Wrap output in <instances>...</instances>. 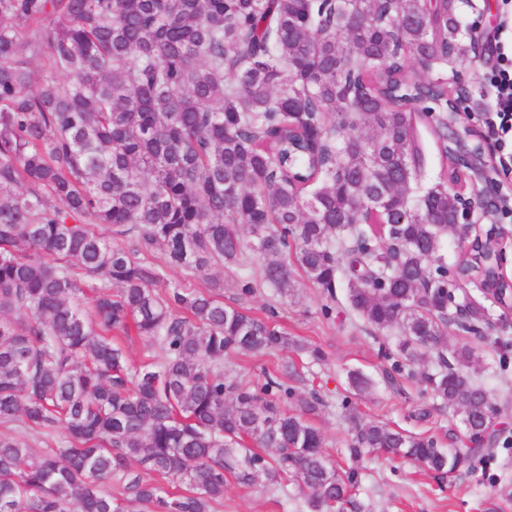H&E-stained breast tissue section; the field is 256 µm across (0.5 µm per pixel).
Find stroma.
<instances>
[{"instance_id": "obj_1", "label": "stroma", "mask_w": 512, "mask_h": 512, "mask_svg": "<svg viewBox=\"0 0 512 512\" xmlns=\"http://www.w3.org/2000/svg\"><path fill=\"white\" fill-rule=\"evenodd\" d=\"M477 4L490 15L481 28V41L489 52L481 62L462 66L461 72L471 90L472 124L482 132L495 98L490 79L500 68L502 56L512 57V0H477ZM244 271L236 266L211 268L209 277L224 282L225 305L262 317L272 316L291 338L322 348L328 362L313 365L306 355L289 350L254 358L230 356L224 360L227 374L249 380L262 370L295 363L302 375L296 384L298 392L304 395L315 389L332 401L314 424L324 435L327 452L339 461L344 458L352 425L338 402L347 388V373L353 369L362 370L375 384L372 394L354 400L361 418L432 434L440 437L442 444L460 446L459 418L433 400L425 379L426 373L433 370L432 364L422 365L423 375L417 379L394 370L391 361L382 355V345L389 342V335L366 327L341 307L332 318H324L321 308L327 302L326 296L302 272L294 274L295 291L290 298L277 297L265 287L254 296L240 298L236 288ZM361 469L364 480L360 500L367 512H512V501L500 499L493 487L490 476L497 471L493 463L474 461L447 481L413 465L382 458L364 461ZM301 505L296 490L274 491L260 485L248 489L230 477L219 512H302Z\"/></svg>"}]
</instances>
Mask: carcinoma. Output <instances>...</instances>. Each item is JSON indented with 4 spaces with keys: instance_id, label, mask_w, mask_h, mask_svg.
Listing matches in <instances>:
<instances>
[{
    "instance_id": "carcinoma-1",
    "label": "carcinoma",
    "mask_w": 512,
    "mask_h": 512,
    "mask_svg": "<svg viewBox=\"0 0 512 512\" xmlns=\"http://www.w3.org/2000/svg\"><path fill=\"white\" fill-rule=\"evenodd\" d=\"M470 28L451 0H0V427L31 437L0 432V512H215L227 473L292 484L307 512H361L366 456L443 477L512 448L500 433L443 448L345 398V468L295 366L224 375L225 357L288 333L217 283L159 289L165 265L205 277L248 250L262 266L242 297L259 281L290 295L296 266L328 318L342 282L363 323L397 333L394 368L432 359L433 399L485 433L499 408L470 380L480 351L448 348L441 319L460 290L442 258L455 144L434 124L442 168L426 179L409 117H448V47ZM132 333L138 365L119 341ZM489 344L508 370L509 343Z\"/></svg>"
}]
</instances>
